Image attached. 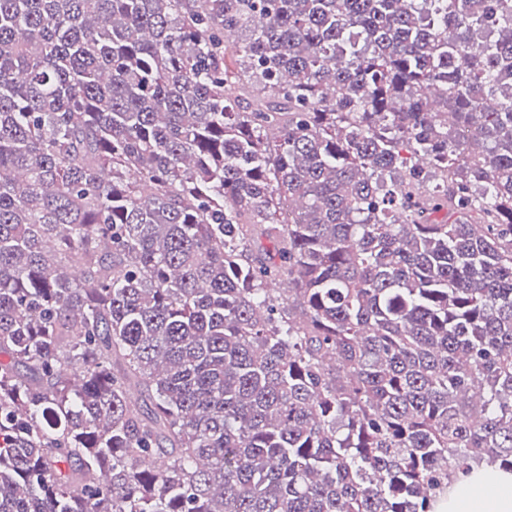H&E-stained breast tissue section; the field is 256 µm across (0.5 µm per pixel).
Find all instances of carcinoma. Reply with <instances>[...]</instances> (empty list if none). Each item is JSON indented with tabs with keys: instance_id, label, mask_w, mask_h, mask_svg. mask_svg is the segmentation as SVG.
<instances>
[{
	"instance_id": "obj_1",
	"label": "carcinoma",
	"mask_w": 512,
	"mask_h": 512,
	"mask_svg": "<svg viewBox=\"0 0 512 512\" xmlns=\"http://www.w3.org/2000/svg\"><path fill=\"white\" fill-rule=\"evenodd\" d=\"M485 462L512 0H0V512H434Z\"/></svg>"
}]
</instances>
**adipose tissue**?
Segmentation results:
<instances>
[{
    "instance_id": "obj_1",
    "label": "adipose tissue",
    "mask_w": 512,
    "mask_h": 512,
    "mask_svg": "<svg viewBox=\"0 0 512 512\" xmlns=\"http://www.w3.org/2000/svg\"><path fill=\"white\" fill-rule=\"evenodd\" d=\"M435 512H512V474L486 467L454 479Z\"/></svg>"
}]
</instances>
